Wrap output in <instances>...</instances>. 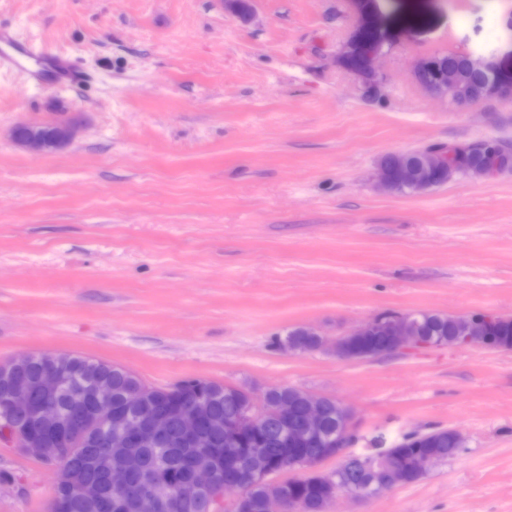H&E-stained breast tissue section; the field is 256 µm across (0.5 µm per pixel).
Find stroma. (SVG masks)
<instances>
[{
	"label": "stroma",
	"mask_w": 512,
	"mask_h": 512,
	"mask_svg": "<svg viewBox=\"0 0 512 512\" xmlns=\"http://www.w3.org/2000/svg\"><path fill=\"white\" fill-rule=\"evenodd\" d=\"M0 0V361L74 352L168 387L290 385L355 413L357 448L459 430L418 482L326 512H512V350L424 346L365 362L289 352L385 312L512 318V170L427 192L376 185L388 153L496 140L512 102L421 90L415 59L512 65V0H374L370 99L335 66L351 0ZM73 60L31 78L22 47ZM77 114L67 146H15L21 122ZM0 512H49L54 474L0 439ZM283 340L286 343V347L289 345L295 348L297 351L318 350V348L324 342L321 336L310 333L303 327H297L288 330L284 338L278 339L277 342L280 343Z\"/></svg>",
	"instance_id": "1"
}]
</instances>
